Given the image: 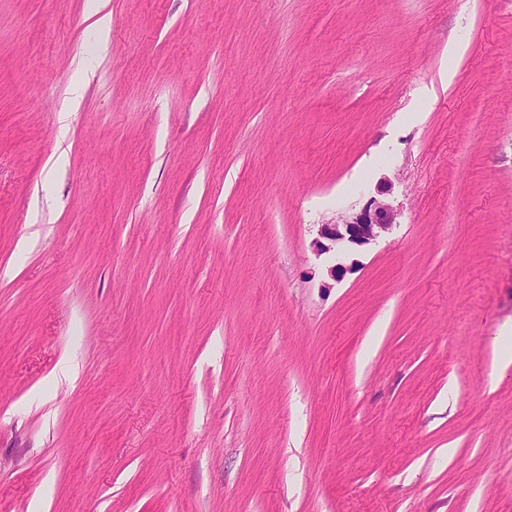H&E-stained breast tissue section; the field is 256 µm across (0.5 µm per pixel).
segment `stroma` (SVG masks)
<instances>
[{
	"instance_id": "obj_1",
	"label": "stroma",
	"mask_w": 512,
	"mask_h": 512,
	"mask_svg": "<svg viewBox=\"0 0 512 512\" xmlns=\"http://www.w3.org/2000/svg\"><path fill=\"white\" fill-rule=\"evenodd\" d=\"M92 6L0 0V512H512V0ZM398 211L386 200L371 198L356 212L320 224L316 240L320 254L333 252L340 259L355 247L375 241L395 224ZM510 366H512V327L501 334L499 348L495 355L494 371L490 379L491 385H494Z\"/></svg>"
}]
</instances>
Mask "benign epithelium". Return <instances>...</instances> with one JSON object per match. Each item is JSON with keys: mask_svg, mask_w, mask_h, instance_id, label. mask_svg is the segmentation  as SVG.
Listing matches in <instances>:
<instances>
[{"mask_svg": "<svg viewBox=\"0 0 512 512\" xmlns=\"http://www.w3.org/2000/svg\"><path fill=\"white\" fill-rule=\"evenodd\" d=\"M397 216L398 211L391 203L371 198L360 210L319 225L317 250L323 254L332 252L339 259L387 233Z\"/></svg>", "mask_w": 512, "mask_h": 512, "instance_id": "obj_1", "label": "benign epithelium"}]
</instances>
